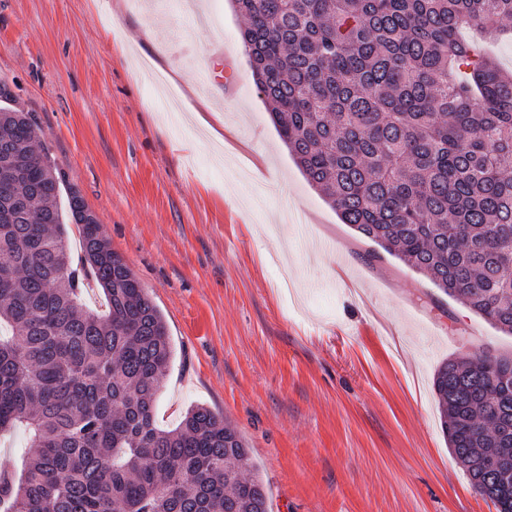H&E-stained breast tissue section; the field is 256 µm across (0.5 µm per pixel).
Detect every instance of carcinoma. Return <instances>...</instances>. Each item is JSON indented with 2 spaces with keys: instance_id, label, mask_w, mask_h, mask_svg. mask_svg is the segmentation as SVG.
<instances>
[{
  "instance_id": "1",
  "label": "carcinoma",
  "mask_w": 512,
  "mask_h": 512,
  "mask_svg": "<svg viewBox=\"0 0 512 512\" xmlns=\"http://www.w3.org/2000/svg\"><path fill=\"white\" fill-rule=\"evenodd\" d=\"M255 85L340 220L512 335V73L458 29L512 28V0H231ZM0 84V433H29L0 512H268L237 429L204 406L157 424L172 347L161 312ZM93 284L107 310L80 295ZM448 447L512 512V359L434 378Z\"/></svg>"
}]
</instances>
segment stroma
<instances>
[{
    "instance_id": "35a3bbf8",
    "label": "stroma",
    "mask_w": 512,
    "mask_h": 512,
    "mask_svg": "<svg viewBox=\"0 0 512 512\" xmlns=\"http://www.w3.org/2000/svg\"><path fill=\"white\" fill-rule=\"evenodd\" d=\"M243 25L229 0H0V82L166 321L159 425L196 404L233 424L270 512H496L433 381L512 357V336L341 224L278 136ZM188 86L223 142L158 110Z\"/></svg>"
}]
</instances>
